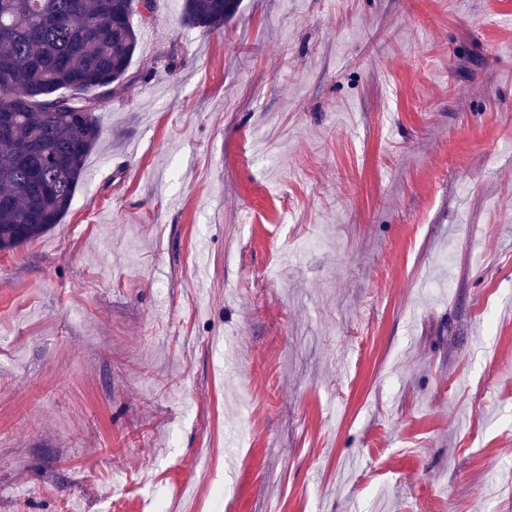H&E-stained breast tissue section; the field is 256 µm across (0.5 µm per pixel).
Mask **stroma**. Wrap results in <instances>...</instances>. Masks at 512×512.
I'll list each match as a JSON object with an SVG mask.
<instances>
[{
	"label": "stroma",
	"mask_w": 512,
	"mask_h": 512,
	"mask_svg": "<svg viewBox=\"0 0 512 512\" xmlns=\"http://www.w3.org/2000/svg\"><path fill=\"white\" fill-rule=\"evenodd\" d=\"M180 17L0 252V512H512V0Z\"/></svg>",
	"instance_id": "stroma-1"
}]
</instances>
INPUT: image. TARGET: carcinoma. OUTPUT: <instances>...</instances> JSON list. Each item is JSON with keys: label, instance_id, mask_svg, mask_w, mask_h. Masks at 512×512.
I'll use <instances>...</instances> for the list:
<instances>
[{"label": "carcinoma", "instance_id": "obj_1", "mask_svg": "<svg viewBox=\"0 0 512 512\" xmlns=\"http://www.w3.org/2000/svg\"><path fill=\"white\" fill-rule=\"evenodd\" d=\"M240 0H183V25L224 30ZM133 0H0V252L68 214L98 113L140 79Z\"/></svg>", "mask_w": 512, "mask_h": 512}]
</instances>
